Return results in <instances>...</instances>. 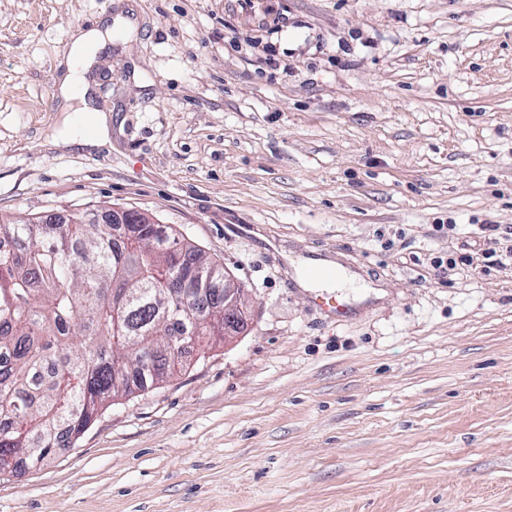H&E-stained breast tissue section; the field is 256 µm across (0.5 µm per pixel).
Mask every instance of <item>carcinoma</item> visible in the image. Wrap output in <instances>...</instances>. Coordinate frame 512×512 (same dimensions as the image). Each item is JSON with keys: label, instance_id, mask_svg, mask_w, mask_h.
I'll return each mask as SVG.
<instances>
[{"label": "carcinoma", "instance_id": "1", "mask_svg": "<svg viewBox=\"0 0 512 512\" xmlns=\"http://www.w3.org/2000/svg\"><path fill=\"white\" fill-rule=\"evenodd\" d=\"M112 224H0V448L34 468L49 449L80 437L106 401L162 381L172 369L168 325L192 331L171 290L206 264L197 248L146 224L136 243ZM224 336L201 326L185 349ZM152 369H139L142 358ZM129 376L116 384V369Z\"/></svg>", "mask_w": 512, "mask_h": 512}]
</instances>
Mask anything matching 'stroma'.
Listing matches in <instances>:
<instances>
[{"label":"stroma","mask_w":512,"mask_h":512,"mask_svg":"<svg viewBox=\"0 0 512 512\" xmlns=\"http://www.w3.org/2000/svg\"><path fill=\"white\" fill-rule=\"evenodd\" d=\"M116 15L111 144L56 142L62 47ZM112 207L249 323L0 474V512H512V0H0V224ZM314 253L349 318L299 286Z\"/></svg>","instance_id":"35a3bbf8"}]
</instances>
